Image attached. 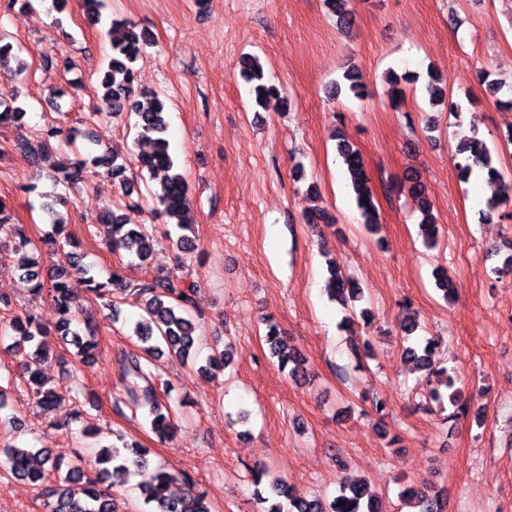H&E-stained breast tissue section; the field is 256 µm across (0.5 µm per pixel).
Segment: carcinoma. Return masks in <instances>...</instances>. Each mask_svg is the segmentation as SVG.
Instances as JSON below:
<instances>
[{
	"label": "carcinoma",
	"mask_w": 512,
	"mask_h": 512,
	"mask_svg": "<svg viewBox=\"0 0 512 512\" xmlns=\"http://www.w3.org/2000/svg\"><path fill=\"white\" fill-rule=\"evenodd\" d=\"M347 0H325L329 9L337 16V24L342 28L350 27L352 16L345 9ZM81 8L87 21L97 25L104 18L105 0H81ZM109 31L119 29L122 37L112 39L110 60L100 82L98 95L101 109L114 118L129 114L134 117L133 128L140 142H148L151 149L137 155L138 172L147 173L148 179L156 181L160 188L155 190L154 200L161 206L162 214L168 223L174 225L180 234L177 238L166 236L176 249L183 253L195 249V237L187 234L191 230L189 214L191 196L189 184L184 175L178 172L168 140V121L166 103L161 96L151 91L136 94L134 90L135 72L132 67L152 44V38L145 29L131 21L108 18ZM240 77L249 85V94L258 106L264 105L271 97L280 96L279 88L269 83L259 59L246 54L239 61ZM419 76L412 71L401 74L392 71L388 76L389 97L397 101L403 94L401 83L418 81ZM429 103L436 105L445 99V92L438 86L435 75H429L424 85ZM15 90L0 92V125L17 122L24 116L23 109L15 105ZM60 130L50 127L32 139L18 144L19 151L28 159L46 163L49 161V139L58 136ZM337 152L346 167L347 180L354 195L356 207L362 224L370 232L377 230L380 224V212L366 169L365 160L360 151L346 138L338 139ZM458 153L465 156L460 166V177L467 181L478 173L485 179L498 183L499 192L486 200L485 208L480 212V223L489 224L501 208L512 203V179L505 180L504 174L494 165L491 148L486 142L472 138L458 147ZM105 172L119 185L122 194L129 197L134 192L135 181L127 175L129 164L107 152L80 160L74 171L63 177H54V186L68 189L73 182L86 177H94ZM401 187L413 198L420 212L419 227L425 246L432 249L437 243L438 228L425 186L416 176L406 178ZM63 199L58 193L55 200L42 204V211L53 224L55 234L60 239L53 241L57 250L63 254L60 271L50 287H45L41 278V261L28 259L22 267L20 279L34 296L48 293L59 313L65 318L56 323L55 335L75 349L74 358L80 367L92 363L95 357V342L91 334H83L71 327L73 318L69 317L70 303L76 287L93 293L104 301V305L117 315L118 307L113 292H132L145 299V315L136 321L133 335L142 343L139 352L125 355L119 361L120 392L132 413L141 415L160 441L169 440L174 430L173 416L162 412L159 400V379L152 362L155 354L166 347L169 353L187 359L194 351L198 341L199 323L191 316L193 295L196 284L172 272L155 271L150 258L159 243L154 231L147 225L132 221L130 213L138 209L137 203L107 210L99 218V224L105 228V238L109 245L128 250L138 259L140 276L128 280L117 272L105 281H99L90 269L75 260L74 252L65 250L72 244L64 234L65 222L57 218L55 202ZM302 220L306 224H332L333 215L325 208L314 206L305 210ZM13 243L21 248L31 245L25 236L23 227L13 222L11 210L0 198V246ZM329 276L326 291L329 297L338 302L344 310L343 321L348 322L356 315L367 318V310L356 311L353 302L362 299L359 284L343 276L340 266L332 263L328 267ZM8 328L14 333L15 344L22 348L19 362L25 389L32 394L36 403L45 410H51L57 401L53 390L44 387L43 367L47 363L48 351L46 336L48 332L39 318L31 311L12 316ZM267 326L264 339L272 356L278 358L281 370L300 380L307 377L305 360L297 350L286 342L278 325L265 320ZM419 324L411 315L404 317L401 331L412 344L403 350L404 358L419 373L418 380L411 388L415 407L425 412L444 411L445 405L453 407L448 418L456 419L470 414L472 401L463 399L460 388L456 387L458 377L452 368L439 365L434 353L439 339L434 336H417ZM232 360V345L227 343L224 349L212 350L206 364L200 371L209 376L227 368ZM445 387V390L432 385V380ZM122 445L105 446L100 449L96 465V476H86L83 468L73 463L67 471H62L65 454L59 448H39L7 446L3 450L6 464L18 479L35 486L44 483L46 475L55 474L56 484L44 492L45 512H116V506L110 487L120 482H128L133 469L148 464L146 452L136 443L124 441L117 436ZM141 496L147 503H156V512H212L205 495L195 490L194 482L187 475L177 474L163 465L156 467L153 483L140 485ZM400 497L410 505L413 512H438L441 509L440 496L409 486L402 489ZM258 512H382L379 497L364 480H354L344 484L339 494L328 504L315 496H307L290 487L285 481L273 478L269 480L266 491L256 490Z\"/></svg>",
	"instance_id": "obj_1"
}]
</instances>
